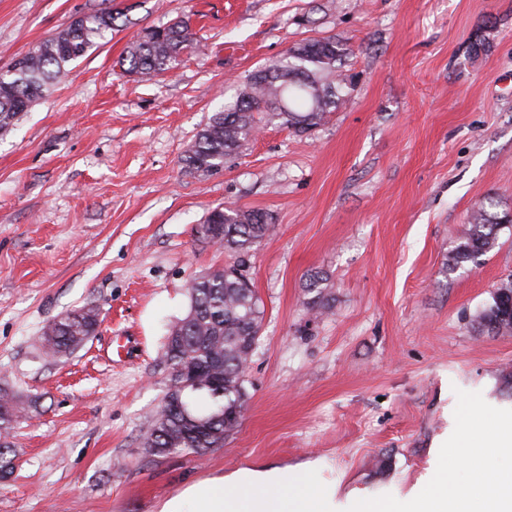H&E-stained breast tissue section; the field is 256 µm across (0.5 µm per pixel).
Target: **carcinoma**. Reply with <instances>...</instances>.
Masks as SVG:
<instances>
[{
    "label": "carcinoma",
    "mask_w": 512,
    "mask_h": 512,
    "mask_svg": "<svg viewBox=\"0 0 512 512\" xmlns=\"http://www.w3.org/2000/svg\"><path fill=\"white\" fill-rule=\"evenodd\" d=\"M121 11L104 8L77 17L48 39L16 57L0 72V131L7 132L30 111L68 66L96 51L124 25ZM195 42L188 19L148 28L128 46L124 72L142 81L173 70ZM350 49L331 38L311 39L292 48L272 65L257 70L240 86L236 98L212 113L182 158L188 173H209L224 166L255 136L262 122L306 133L345 102L354 76L337 63ZM512 217L498 216L486 206L475 210L466 236L457 248L455 265L476 263L498 241ZM271 230L269 218L258 211L217 207L195 227V236L209 242L223 236L224 250H249ZM190 306L176 322L165 343L171 385L145 447L155 455H202L224 442L240 425L246 365L252 338L259 335L258 298L234 268L210 271L193 278L187 287ZM93 308L72 311L52 321L43 335L51 337L56 353H66L95 331ZM481 330L512 333V279L503 281L493 302L478 316ZM21 418L13 393L0 387V475L13 469L8 436Z\"/></svg>",
    "instance_id": "obj_1"
}]
</instances>
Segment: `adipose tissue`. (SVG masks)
<instances>
[{
    "label": "adipose tissue",
    "instance_id": "ef3b65f1",
    "mask_svg": "<svg viewBox=\"0 0 512 512\" xmlns=\"http://www.w3.org/2000/svg\"><path fill=\"white\" fill-rule=\"evenodd\" d=\"M473 416L489 421L482 434L473 432L470 419L462 420L444 464L445 472L464 469L472 480L450 488L432 486L413 494L401 506L389 507L365 498L355 499L350 512H512V468L494 470L489 451L512 452V413H495L480 407ZM319 463L301 470L288 468H240L184 487L168 497L160 512H335L330 492L317 474Z\"/></svg>",
    "mask_w": 512,
    "mask_h": 512
}]
</instances>
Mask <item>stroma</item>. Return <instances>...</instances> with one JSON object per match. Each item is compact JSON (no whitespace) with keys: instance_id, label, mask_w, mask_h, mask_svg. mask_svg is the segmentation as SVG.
I'll use <instances>...</instances> for the list:
<instances>
[{"instance_id":"35a3bbf8","label":"stroma","mask_w":512,"mask_h":512,"mask_svg":"<svg viewBox=\"0 0 512 512\" xmlns=\"http://www.w3.org/2000/svg\"><path fill=\"white\" fill-rule=\"evenodd\" d=\"M102 8L128 25L0 133V385L25 407L0 512H159L192 482L313 460L337 512L427 487L472 405L512 411V334L477 324L512 277V228L448 267L474 208L512 214V0H0V70ZM186 17L197 41L175 70L124 73L137 33ZM326 37L351 50L348 102L184 171L246 76ZM220 205L271 233L240 254L196 240ZM229 266L263 311L241 424L204 460L152 454L186 285ZM85 305L95 335L46 356L45 327Z\"/></svg>"}]
</instances>
